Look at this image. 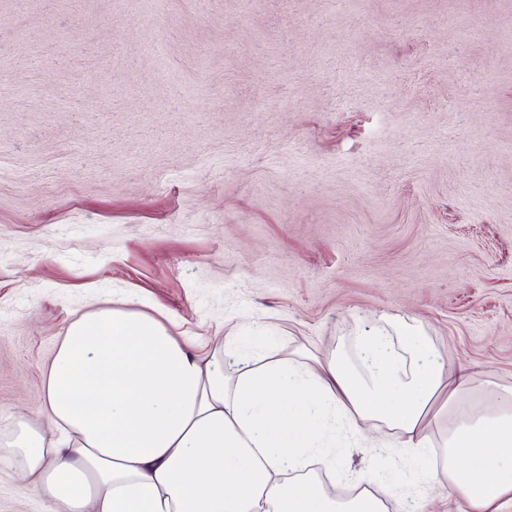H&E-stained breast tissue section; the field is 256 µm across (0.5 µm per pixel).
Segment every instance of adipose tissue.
<instances>
[{
  "instance_id": "ef3b65f1",
  "label": "adipose tissue",
  "mask_w": 512,
  "mask_h": 512,
  "mask_svg": "<svg viewBox=\"0 0 512 512\" xmlns=\"http://www.w3.org/2000/svg\"><path fill=\"white\" fill-rule=\"evenodd\" d=\"M360 376L331 353L298 364L272 351L234 363L224 343L198 353L132 307L73 321L46 376V416L62 435L16 423L0 439L49 512H388L382 473L349 499L307 467L336 445V423L377 419L400 431L467 512H512V387L471 402L472 376L452 369L422 326L389 315L361 337Z\"/></svg>"
}]
</instances>
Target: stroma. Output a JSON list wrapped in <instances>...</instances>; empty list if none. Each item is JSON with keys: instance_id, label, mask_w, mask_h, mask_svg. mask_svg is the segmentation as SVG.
<instances>
[{"instance_id": "35a3bbf8", "label": "stroma", "mask_w": 512, "mask_h": 512, "mask_svg": "<svg viewBox=\"0 0 512 512\" xmlns=\"http://www.w3.org/2000/svg\"><path fill=\"white\" fill-rule=\"evenodd\" d=\"M0 0V436L71 322L123 301L233 356L356 359L420 321L512 387V0ZM164 64H157L156 48ZM390 512H463L369 420ZM0 464V512H46Z\"/></svg>"}]
</instances>
